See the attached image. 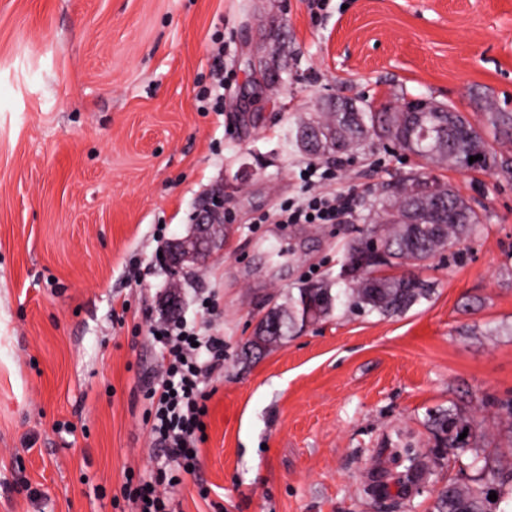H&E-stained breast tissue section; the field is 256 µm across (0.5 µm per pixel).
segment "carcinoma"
Here are the masks:
<instances>
[{
    "label": "carcinoma",
    "mask_w": 512,
    "mask_h": 512,
    "mask_svg": "<svg viewBox=\"0 0 512 512\" xmlns=\"http://www.w3.org/2000/svg\"><path fill=\"white\" fill-rule=\"evenodd\" d=\"M324 133H335L323 141L313 155L335 157L358 149L369 137L381 138L388 132L399 149L421 159V170L406 176L413 182L432 177L439 168L467 171L460 160L480 156L474 169H498L512 173V163L498 155L496 149L459 112H390L382 107L378 112L357 108L355 112H327L313 118ZM488 123L512 135V114L488 113ZM400 184L376 199L378 220L367 225L361 235L343 246V258L336 282H315L313 288L302 284L297 293L288 294V300L270 309L266 320L275 323L274 330L262 333L255 330L247 342L251 353L262 354L301 332L305 327L322 321L340 308L358 312L393 316L407 312L413 306L430 298L432 288L420 277L407 273L388 275L385 270L418 265L434 255L449 251L465 239L479 235L483 228L482 216L475 211L451 184H441L440 203L443 211L460 216V222L447 221L429 224L419 215L415 224H401L399 217L409 205L399 190ZM435 456L454 459L471 453L469 466L480 471L478 487L450 483L437 495L434 512H497L499 501L488 499L490 492L503 494V485L512 484V470L505 472L488 466L487 458L478 448H465L460 434L472 428V421L452 410H446L433 419ZM407 462L396 478L402 488L420 487L427 482L431 470L426 456L409 444L398 449Z\"/></svg>",
    "instance_id": "cac0c4a2"
}]
</instances>
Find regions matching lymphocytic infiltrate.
I'll return each mask as SVG.
<instances>
[{"mask_svg":"<svg viewBox=\"0 0 512 512\" xmlns=\"http://www.w3.org/2000/svg\"><path fill=\"white\" fill-rule=\"evenodd\" d=\"M304 176L309 180L307 197L300 203L284 202L280 223H343L351 212L349 199L324 188L334 172L326 169L317 174L309 169ZM150 331L158 336L159 360L146 420L153 441L164 448L174 468L150 479L127 473L121 496L131 512H171L168 487L178 483L182 473L200 466L198 445L205 437L212 397L203 376L223 368L224 340L180 320L156 323Z\"/></svg>","mask_w":512,"mask_h":512,"instance_id":"obj_1","label":"lymphocytic infiltrate"}]
</instances>
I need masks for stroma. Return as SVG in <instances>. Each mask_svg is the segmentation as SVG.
Segmentation results:
<instances>
[{
	"label": "stroma",
	"instance_id": "stroma-1",
	"mask_svg": "<svg viewBox=\"0 0 512 512\" xmlns=\"http://www.w3.org/2000/svg\"><path fill=\"white\" fill-rule=\"evenodd\" d=\"M232 73L222 109L198 92ZM427 97L482 127L512 112V0H0V512H115L126 469H171L145 423L149 326L179 281V319L224 339L200 467L173 512H434L419 492L375 499L396 433L430 451L431 421L471 417L469 446L512 462V180L440 170L481 233L417 266L434 294L404 314L338 310L260 357L258 321L305 281L334 279L387 184L417 161L367 139L318 158L288 143L327 100ZM349 195L341 224H262L302 198L309 164ZM230 237L203 268L160 258L215 193ZM217 310L203 318L200 301ZM125 324L112 314L121 302Z\"/></svg>",
	"mask_w": 512,
	"mask_h": 512
}]
</instances>
